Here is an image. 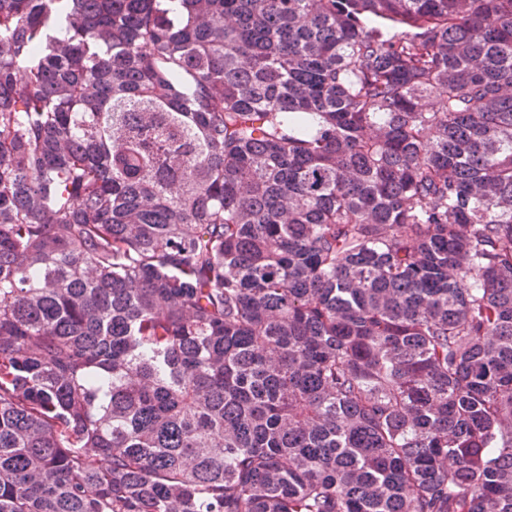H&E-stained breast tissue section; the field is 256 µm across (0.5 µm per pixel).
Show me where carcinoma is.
<instances>
[{
	"mask_svg": "<svg viewBox=\"0 0 512 512\" xmlns=\"http://www.w3.org/2000/svg\"><path fill=\"white\" fill-rule=\"evenodd\" d=\"M0 512H512V0H0Z\"/></svg>",
	"mask_w": 512,
	"mask_h": 512,
	"instance_id": "obj_1",
	"label": "carcinoma"
}]
</instances>
